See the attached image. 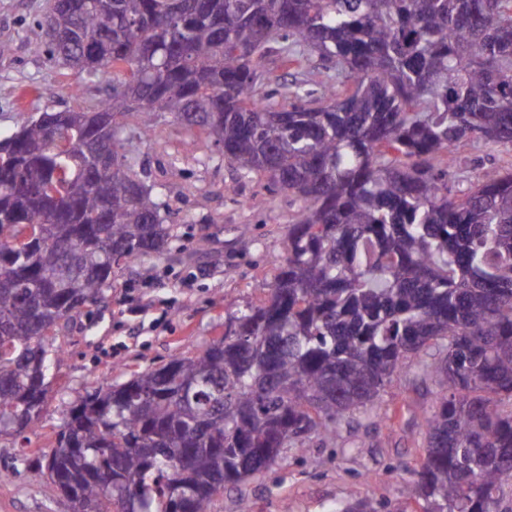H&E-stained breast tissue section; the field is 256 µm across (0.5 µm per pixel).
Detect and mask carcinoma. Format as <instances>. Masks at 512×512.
Returning <instances> with one entry per match:
<instances>
[{
    "instance_id": "1",
    "label": "carcinoma",
    "mask_w": 512,
    "mask_h": 512,
    "mask_svg": "<svg viewBox=\"0 0 512 512\" xmlns=\"http://www.w3.org/2000/svg\"><path fill=\"white\" fill-rule=\"evenodd\" d=\"M83 2L51 0L62 36L46 45L64 68L112 70L107 100L0 140V436L40 420L47 346L112 288V257L179 240L124 149L130 122L171 117L298 202L287 257L224 336L72 409L42 476L73 512H171L177 499L209 512L225 486L372 410L415 361L440 392L403 493L421 512H506L512 165L460 193L441 157L474 139L512 146V0ZM270 52L287 70L315 57L340 85L262 94ZM58 188L66 219L29 237Z\"/></svg>"
}]
</instances>
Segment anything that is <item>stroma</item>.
<instances>
[{"label":"stroma","instance_id":"1","mask_svg":"<svg viewBox=\"0 0 512 512\" xmlns=\"http://www.w3.org/2000/svg\"><path fill=\"white\" fill-rule=\"evenodd\" d=\"M50 0H0V139L46 110L105 101L112 75L66 69L44 51L40 23ZM128 137L148 181L168 206L181 236L171 250L116 269L103 300L86 305L58 332L50 351L46 410L24 436L0 437V512H72L70 502L37 473L71 410L95 388L161 365L223 335L235 312L258 302L259 280L273 279L287 256L295 202L266 190L262 176L240 178L211 139L169 121ZM194 147H187V140ZM512 163V147L469 142L450 160L459 190L482 168ZM208 237L198 249L199 237ZM438 389L416 370L396 377L373 409L384 421L351 425L309 448L289 449L261 479L226 487L210 512H342L373 495L379 512H413L402 493L423 455L424 418Z\"/></svg>","mask_w":512,"mask_h":512}]
</instances>
